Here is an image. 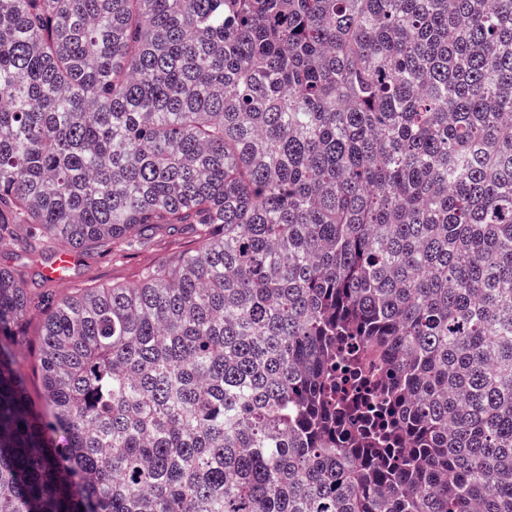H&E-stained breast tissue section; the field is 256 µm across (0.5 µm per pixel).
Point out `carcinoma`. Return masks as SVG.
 <instances>
[{
    "instance_id": "1",
    "label": "carcinoma",
    "mask_w": 512,
    "mask_h": 512,
    "mask_svg": "<svg viewBox=\"0 0 512 512\" xmlns=\"http://www.w3.org/2000/svg\"><path fill=\"white\" fill-rule=\"evenodd\" d=\"M180 227L0 267V512H512V0H0V252ZM195 246L188 230L156 236L139 251L126 257H104L95 251H83L69 270L71 282L82 281L97 285L129 283L138 279L141 269L160 257Z\"/></svg>"
}]
</instances>
